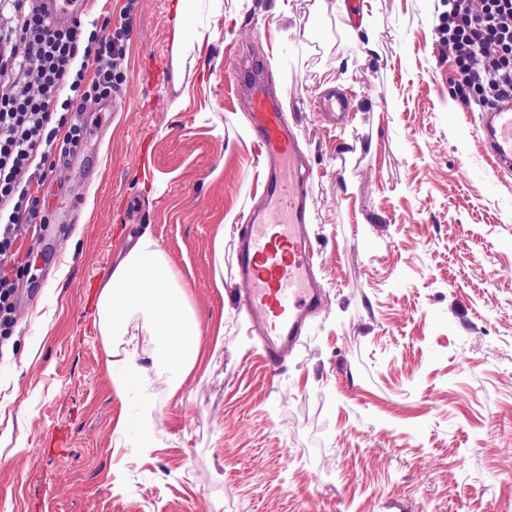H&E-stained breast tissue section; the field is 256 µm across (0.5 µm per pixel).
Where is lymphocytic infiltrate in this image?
<instances>
[{
	"label": "lymphocytic infiltrate",
	"mask_w": 512,
	"mask_h": 512,
	"mask_svg": "<svg viewBox=\"0 0 512 512\" xmlns=\"http://www.w3.org/2000/svg\"><path fill=\"white\" fill-rule=\"evenodd\" d=\"M126 0L113 31L75 16L54 25L44 0H0V335L16 322L20 280L6 263L21 227L46 221L32 186L45 182L53 154L76 148L82 104L109 98L125 79ZM442 43L455 56L452 80L462 105L512 99V0H445Z\"/></svg>",
	"instance_id": "obj_1"
}]
</instances>
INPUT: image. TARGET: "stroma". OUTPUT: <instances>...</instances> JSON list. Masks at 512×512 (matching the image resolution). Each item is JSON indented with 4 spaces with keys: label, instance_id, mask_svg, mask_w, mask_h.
I'll use <instances>...</instances> for the list:
<instances>
[{
    "label": "stroma",
    "instance_id": "35a3bbf8",
    "mask_svg": "<svg viewBox=\"0 0 512 512\" xmlns=\"http://www.w3.org/2000/svg\"><path fill=\"white\" fill-rule=\"evenodd\" d=\"M176 5L138 0L116 110L89 105L78 147L36 189L48 225L69 218L65 237L42 264L38 231L16 241L33 268L0 341V512H512V175L494 173L476 110L454 97L443 0H221L191 67L173 60ZM365 23L377 52L351 34ZM251 58L315 174L325 301L275 377L220 225L261 192L233 83ZM330 79L353 103L342 128L309 107ZM145 228L201 327L223 319L224 346L173 392L151 364L164 339L141 333L147 370L121 399L97 295Z\"/></svg>",
    "mask_w": 512,
    "mask_h": 512
}]
</instances>
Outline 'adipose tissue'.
<instances>
[{
	"mask_svg": "<svg viewBox=\"0 0 512 512\" xmlns=\"http://www.w3.org/2000/svg\"><path fill=\"white\" fill-rule=\"evenodd\" d=\"M195 0H180L174 30V53L186 61L194 43L203 41L207 29L195 24ZM187 284L166 260L150 231H143L102 281L98 295V332L108 355L107 369L117 397H124L131 379L140 377L144 366L135 364L132 350L114 346L115 337L130 335L128 313L140 309L144 328L152 335H170L163 352L168 368L174 369L173 389L202 365V338L194 311L188 307Z\"/></svg>",
	"mask_w": 512,
	"mask_h": 512,
	"instance_id": "1",
	"label": "adipose tissue"
}]
</instances>
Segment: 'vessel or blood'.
I'll return each mask as SVG.
<instances>
[{
	"label": "vessel or blood",
	"mask_w": 512,
	"mask_h": 512,
	"mask_svg": "<svg viewBox=\"0 0 512 512\" xmlns=\"http://www.w3.org/2000/svg\"><path fill=\"white\" fill-rule=\"evenodd\" d=\"M47 5L60 25L82 10V0H47ZM236 73V89L250 115L264 182L260 203L236 228L235 280L239 302L263 340L265 362L276 374L323 305L322 290L309 265L306 223L312 173L297 153L295 136L263 65L242 63ZM312 109L341 124L350 104L331 90L316 95ZM479 132L495 173H511L512 99L483 109Z\"/></svg>",
	"instance_id": "obj_1"
}]
</instances>
